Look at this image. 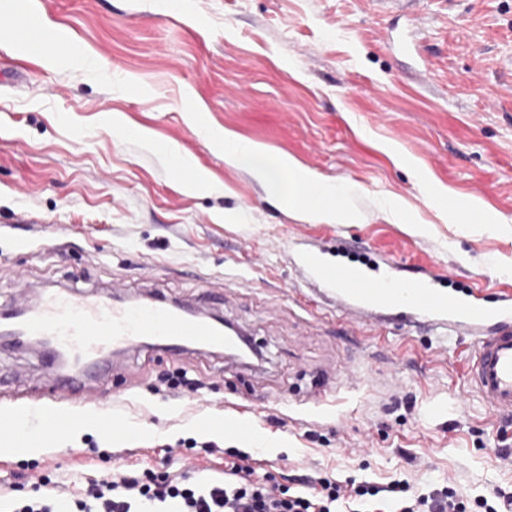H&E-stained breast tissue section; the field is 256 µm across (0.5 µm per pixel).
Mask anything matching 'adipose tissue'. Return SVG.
<instances>
[{"instance_id":"ef3b65f1","label":"adipose tissue","mask_w":512,"mask_h":512,"mask_svg":"<svg viewBox=\"0 0 512 512\" xmlns=\"http://www.w3.org/2000/svg\"><path fill=\"white\" fill-rule=\"evenodd\" d=\"M224 156L247 165L289 209L314 215L327 224H353L359 219L357 210L346 202L348 189L318 180L294 159L274 155L265 146L230 132L224 135Z\"/></svg>"}]
</instances>
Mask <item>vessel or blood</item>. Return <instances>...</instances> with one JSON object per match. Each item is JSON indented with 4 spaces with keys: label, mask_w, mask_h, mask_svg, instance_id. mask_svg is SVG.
I'll return each instance as SVG.
<instances>
[{
    "label": "vessel or blood",
    "mask_w": 512,
    "mask_h": 512,
    "mask_svg": "<svg viewBox=\"0 0 512 512\" xmlns=\"http://www.w3.org/2000/svg\"><path fill=\"white\" fill-rule=\"evenodd\" d=\"M15 39L37 49L42 33L29 21H11ZM320 280L335 285L336 301L348 312L354 326L379 324L395 308V289L382 283L357 280L352 270L330 268ZM410 308L428 322L447 314L448 304L431 289L411 284ZM457 335L473 338L475 349L465 363L470 391L480 396L501 417H512V307L500 303L486 307L473 296L463 316H449ZM15 342L48 345L46 365L57 374L59 388L45 402L47 425L43 442L62 439L77 421L74 413L60 411L58 404L76 389L87 387L95 376L112 366L115 356L149 346L161 350L195 347L220 352L230 343L223 325L181 306L154 297L117 302L110 295L51 288L19 313L6 327Z\"/></svg>",
    "instance_id": "vessel-or-blood-1"
}]
</instances>
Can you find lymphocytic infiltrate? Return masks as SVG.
Instances as JSON below:
<instances>
[{
    "mask_svg": "<svg viewBox=\"0 0 512 512\" xmlns=\"http://www.w3.org/2000/svg\"><path fill=\"white\" fill-rule=\"evenodd\" d=\"M355 496L377 498L381 512H468L472 506L499 512L501 505H512L511 492L498 490L470 503L454 486L418 494L404 481L353 487L313 478L305 493L291 496L274 480L254 478L251 467L237 465L224 482L194 487L171 476L144 481L113 473L89 483L78 512H147L155 505L165 512H332Z\"/></svg>",
    "mask_w": 512,
    "mask_h": 512,
    "instance_id": "lymphocytic-infiltrate-1",
    "label": "lymphocytic infiltrate"
}]
</instances>
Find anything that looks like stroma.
<instances>
[{"label":"stroma","instance_id":"stroma-1","mask_svg":"<svg viewBox=\"0 0 512 512\" xmlns=\"http://www.w3.org/2000/svg\"><path fill=\"white\" fill-rule=\"evenodd\" d=\"M30 10L72 52L22 53L7 24ZM13 63L21 78L0 84V312L64 286L156 294L242 329L262 365L132 354L95 400L66 401L115 430L31 460L0 453V512L59 486L80 499L112 470L220 482L241 462L294 494L308 477L512 491V421L468 389L471 338L405 308L346 333L309 263L512 293V0H427L416 17L378 0H0V65ZM201 123L352 185L361 222L283 206ZM489 213L501 227H485ZM180 370L198 393L169 389ZM53 387L34 350L0 349V412L41 410ZM234 407L256 410L253 437L224 435Z\"/></svg>","mask_w":512,"mask_h":512}]
</instances>
